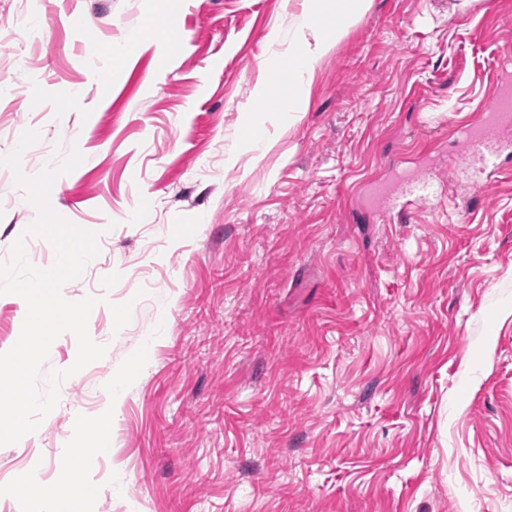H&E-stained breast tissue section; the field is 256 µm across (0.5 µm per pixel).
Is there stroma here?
Masks as SVG:
<instances>
[{
	"label": "stroma",
	"instance_id": "obj_1",
	"mask_svg": "<svg viewBox=\"0 0 512 512\" xmlns=\"http://www.w3.org/2000/svg\"><path fill=\"white\" fill-rule=\"evenodd\" d=\"M457 2L372 0L302 119L262 113L258 153L254 91L291 92L307 0H0V156L27 130L26 175L83 155L50 203L99 234L63 293L98 298L107 348L0 446V512H45L75 418L130 368L86 512H512V156L479 193L452 171L414 224L352 208L425 142L442 168L461 151L448 129L490 94L512 15ZM149 19L157 39L98 82ZM37 218L0 167V261L21 237L54 263Z\"/></svg>",
	"mask_w": 512,
	"mask_h": 512
}]
</instances>
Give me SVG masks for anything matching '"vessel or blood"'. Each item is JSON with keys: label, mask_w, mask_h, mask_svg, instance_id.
I'll list each match as a JSON object with an SVG mask.
<instances>
[{"label": "vessel or blood", "mask_w": 512, "mask_h": 512, "mask_svg": "<svg viewBox=\"0 0 512 512\" xmlns=\"http://www.w3.org/2000/svg\"><path fill=\"white\" fill-rule=\"evenodd\" d=\"M451 134L462 141L461 161L479 174V187L491 185L497 178L498 157L512 154V91L496 86L481 111L464 126L452 129ZM444 189V181L432 168L426 179H413L398 188L374 182L370 194L383 219L396 216L406 222L424 204L442 197Z\"/></svg>", "instance_id": "1"}]
</instances>
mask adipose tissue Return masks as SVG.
<instances>
[{
    "mask_svg": "<svg viewBox=\"0 0 512 512\" xmlns=\"http://www.w3.org/2000/svg\"><path fill=\"white\" fill-rule=\"evenodd\" d=\"M371 0H334L331 14L337 24L331 35L319 34V16L312 12H303L297 28L303 36L295 41L288 51V69L296 90L292 95V106L288 111V121H296L302 114L305 93L311 85L322 59L335 45L344 39L363 14L369 9ZM110 431L106 420L83 422L77 426L67 447L74 466H81L92 448L108 450Z\"/></svg>",
    "mask_w": 512,
    "mask_h": 512,
    "instance_id": "1",
    "label": "adipose tissue"
}]
</instances>
